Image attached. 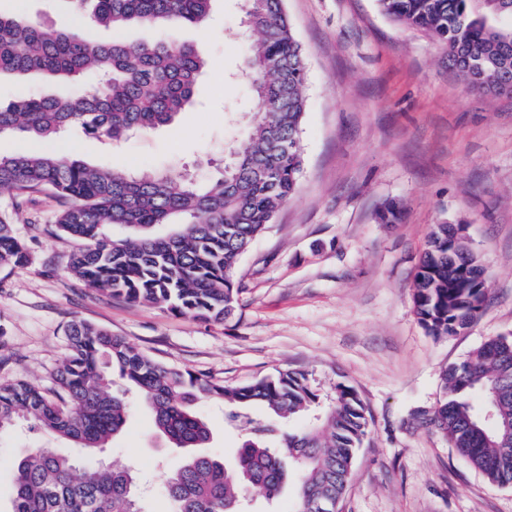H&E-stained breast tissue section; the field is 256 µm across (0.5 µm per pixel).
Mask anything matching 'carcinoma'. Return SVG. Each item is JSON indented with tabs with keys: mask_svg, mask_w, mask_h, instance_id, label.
I'll return each mask as SVG.
<instances>
[{
	"mask_svg": "<svg viewBox=\"0 0 512 512\" xmlns=\"http://www.w3.org/2000/svg\"><path fill=\"white\" fill-rule=\"evenodd\" d=\"M71 12L109 28L97 43L70 30L46 28L23 13H0V77H39L89 90L66 96L30 95L0 106V134L49 140L67 127L119 141L133 131L167 125L188 111L208 69L195 46L169 36L129 43L119 33L135 25L166 31L206 23L213 0H65ZM395 22L441 42L448 69L491 94L512 93V0H377ZM245 79L253 98L246 137L228 152V168L206 182L161 173L138 175L93 167L52 152L0 157V192L31 202L48 191L60 202L57 230L82 243L70 272L96 291L136 303L164 301L185 316L222 323L239 288L235 274L252 242L296 191L303 165L301 125L307 65L284 0H244ZM169 231L157 235L154 229ZM109 226L126 234L113 238ZM29 262L12 225L0 219V268ZM481 268L466 244L448 241L435 224L414 278L413 309L436 338L471 326L487 300L485 284L464 286L457 271ZM68 354L55 387L0 383V431L26 421L94 451L126 424V393L137 392L155 427L184 451L167 474L169 512H240L257 493L278 499L294 485L289 512H336L354 478L369 420L356 391L336 384L323 402L308 374L287 371L237 387L169 368L122 336L82 321L68 329ZM445 396L429 418L439 433L490 482L512 485V338L494 336L442 374ZM231 408L246 431L231 462L204 453L211 432L196 411L200 400ZM263 407L272 418L251 416ZM299 417V430L288 424ZM81 477H76L78 470ZM9 512H142L134 472L100 460L88 465L60 448H37L13 465Z\"/></svg>",
	"mask_w": 512,
	"mask_h": 512,
	"instance_id": "obj_1",
	"label": "carcinoma"
}]
</instances>
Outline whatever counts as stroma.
Listing matches in <instances>:
<instances>
[{"mask_svg": "<svg viewBox=\"0 0 512 512\" xmlns=\"http://www.w3.org/2000/svg\"><path fill=\"white\" fill-rule=\"evenodd\" d=\"M284 5L307 60L304 162L295 194L240 261L233 314L206 323L86 288L68 269L80 243L57 232L56 199L44 192L19 205L0 194V217L30 256L24 268L0 269V382L52 387L75 321L226 386L303 370L319 393L342 382L367 408L342 512H512V486L489 482L424 421L443 397L445 368L490 337L512 336V94L469 90L442 44L397 25L377 0ZM17 9L53 29L76 22L63 0H0L1 11ZM243 18L242 0H214L206 27L180 28L210 69L173 123L118 143L78 127L40 145L6 134L0 156L39 145L92 165L210 178L247 132L250 95L235 78ZM389 202L403 210L399 223L378 220ZM446 223L466 225L487 269L488 300L470 329L437 338L418 322L412 293L430 227ZM130 403L103 457L134 465L143 512H162L164 473L179 456L138 396ZM198 410L212 453L232 458L239 429L222 405L206 400ZM59 444L42 430L0 433V512L10 508L14 460Z\"/></svg>", "mask_w": 512, "mask_h": 512, "instance_id": "obj_1", "label": "stroma"}]
</instances>
